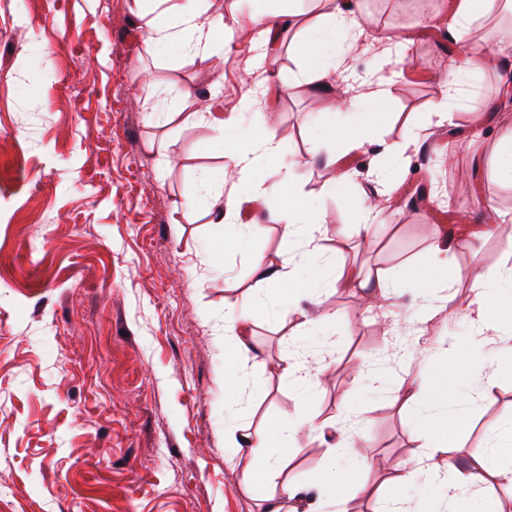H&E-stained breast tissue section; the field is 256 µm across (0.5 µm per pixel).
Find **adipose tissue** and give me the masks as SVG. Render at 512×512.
Wrapping results in <instances>:
<instances>
[{"label":"adipose tissue","instance_id":"obj_1","mask_svg":"<svg viewBox=\"0 0 512 512\" xmlns=\"http://www.w3.org/2000/svg\"><path fill=\"white\" fill-rule=\"evenodd\" d=\"M200 2L178 0L177 4L147 19L146 25L152 32L148 50L179 46L202 55L224 51L227 25L223 20L209 18ZM502 5L512 10V0H445L443 21L452 38L457 39L474 22L492 15ZM362 33V24L347 0L320 14L315 21L301 23L297 41L292 46L305 61L300 80L316 84L324 80L329 71H343L353 44ZM360 86L361 94L343 99L337 112L331 113L329 118L331 138L337 149L345 152L365 145L364 129L371 120L370 106L386 103L391 95L389 83L381 77L364 79ZM424 140V132L412 129L404 140L380 142L379 153L386 166L374 170L373 175L382 193L396 190L397 183L390 177L391 169L404 164L409 150L419 149ZM227 159L237 181L250 183L253 198L263 200L267 213L275 223L282 225L288 240H299L303 247L299 261H288L264 271V280L272 288L288 292L295 300L317 301L319 292L332 287L345 271L341 252L323 244L320 200L293 197L298 166L281 161L275 133L263 126H254L249 142L233 146ZM450 247V241L435 239L427 263L408 265L391 275L354 276L350 282L367 295L379 296L389 303L403 288L431 283V291L425 293L416 310L419 320L430 321L444 307L445 297L434 283L439 279V257ZM468 276L475 291V306L466 320L475 348L448 363L434 364L420 371L419 383L408 391L405 404L412 410L408 428L422 453L395 478L392 489L382 499L379 512H495L490 499L460 493V483L452 477L454 464L441 461L456 432L467 425L471 403L491 382L490 375L479 365L482 349L494 346L500 363L512 366V262L502 261L492 273L475 267ZM253 321L251 297L226 306L224 330L232 337L225 347L226 357L237 356L244 347ZM310 423V418L303 416L277 424L282 445L272 448L265 436L251 434L232 421H225V447L233 453L242 448L250 449L257 461L255 470L243 473V485L249 487L259 480H278L288 445ZM353 440V434H344L331 449L327 476L319 481L316 489L319 506L324 512H344L351 488L345 477L337 474L335 462L351 456ZM489 477L512 482V422L493 429L490 445L475 448L471 454L466 475L469 483L475 485ZM420 481L446 485L447 502L424 503L409 499L404 493L405 487Z\"/></svg>","mask_w":512,"mask_h":512}]
</instances>
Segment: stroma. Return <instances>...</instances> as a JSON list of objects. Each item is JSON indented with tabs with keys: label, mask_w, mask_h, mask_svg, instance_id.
Instances as JSON below:
<instances>
[{
	"label": "stroma",
	"mask_w": 512,
	"mask_h": 512,
	"mask_svg": "<svg viewBox=\"0 0 512 512\" xmlns=\"http://www.w3.org/2000/svg\"><path fill=\"white\" fill-rule=\"evenodd\" d=\"M352 5L364 32L348 56L350 77L328 75L318 89L287 85L302 66L288 49L293 31H283L274 64L260 62L263 0H207L230 44L211 57L146 52V0H0V512H267L274 501L295 512L280 486L241 485L255 459L225 448L228 410L273 445L278 420L314 416L316 430L302 431L282 474L309 488L326 467L328 438L345 428L337 409L352 400L368 421L354 447L367 467L355 474L347 512H377L396 474L419 456L407 429L405 352L465 350L462 316L475 299L466 272L476 263L496 268L512 249V184H501L491 205L481 200L499 144L512 134L499 48L512 17L464 34L488 45L487 68L459 80L462 109L431 129L399 190L378 202L372 235L361 238L352 227L375 200L377 141L426 124V103L457 80L461 55L432 21L438 0L418 10L408 0ZM400 31L413 43L390 47L384 34ZM372 73L392 92L375 118L376 140L336 168L326 162L334 146L325 117L337 94H358ZM261 84L271 92L256 112L225 127L242 95ZM206 104L205 118L187 117L186 107ZM257 124L276 133L283 161L301 162L300 191L322 201L324 244L349 266L388 273L426 260L433 226L500 225L474 247L449 251L448 312L420 323L419 295L379 308L340 279L314 308L335 314L333 342L298 335L297 312L261 281L253 259L278 264L301 248L224 171L229 142ZM471 139L480 152L467 149ZM207 182L242 197L237 223H261L263 234L225 246ZM247 294L255 321L229 369L224 306ZM305 350L326 364L307 404L283 370L288 353ZM374 366L390 373L380 393L363 388ZM509 420L512 376L497 375L473 402L451 459L466 465Z\"/></svg>",
	"instance_id": "obj_1"
}]
</instances>
